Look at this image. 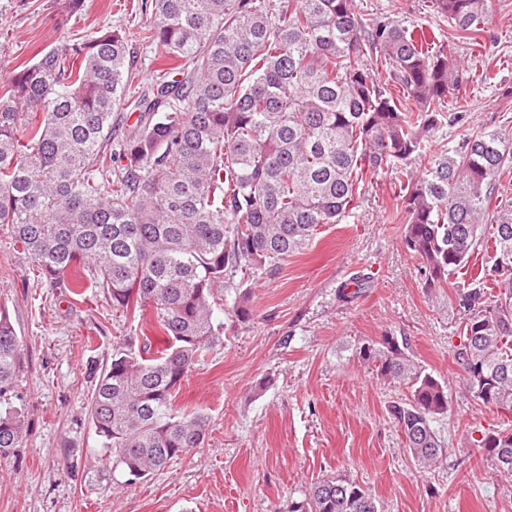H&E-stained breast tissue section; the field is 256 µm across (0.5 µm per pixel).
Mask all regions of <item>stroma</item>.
<instances>
[{
    "label": "stroma",
    "mask_w": 512,
    "mask_h": 512,
    "mask_svg": "<svg viewBox=\"0 0 512 512\" xmlns=\"http://www.w3.org/2000/svg\"><path fill=\"white\" fill-rule=\"evenodd\" d=\"M355 2L363 17L452 39L430 0ZM139 3L86 0L74 12L66 0H0V92L43 50L103 28L121 30L138 48L139 80L150 83L155 64L139 48ZM452 41L462 82L444 109L468 121L441 127L436 145L481 129L512 139V0H492L482 47ZM405 180L395 168L366 174L350 217L322 226L274 276L244 280L252 319L225 321L220 343L176 397L177 406L210 418L203 446L134 485L113 465L87 405L117 342L146 337L160 347L163 334L113 310L103 289L50 287L0 229V306L30 363L14 403L31 424L17 457L0 461V512H288L326 474L368 487L382 512H512V485L472 446L512 425V415L479 406L463 385L454 304L463 278L428 285L403 248L396 195ZM358 276L366 285L343 299V285ZM386 334L406 337L415 363L448 384V412L435 423L446 457L426 472L415 469L387 412L405 387L358 357L361 344Z\"/></svg>",
    "instance_id": "obj_1"
}]
</instances>
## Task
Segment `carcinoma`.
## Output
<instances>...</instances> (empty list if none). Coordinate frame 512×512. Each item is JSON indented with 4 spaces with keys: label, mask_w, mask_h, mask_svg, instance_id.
I'll use <instances>...</instances> for the list:
<instances>
[{
    "label": "carcinoma",
    "mask_w": 512,
    "mask_h": 512,
    "mask_svg": "<svg viewBox=\"0 0 512 512\" xmlns=\"http://www.w3.org/2000/svg\"><path fill=\"white\" fill-rule=\"evenodd\" d=\"M454 36L482 46L490 0H430ZM143 45L168 62L134 99L137 122L116 134L114 113L137 87L135 51L118 30L65 40L22 65L0 94V226L47 283L104 289L112 307L147 318L166 337L154 350L129 337L94 385L89 417L133 484L200 447L210 426L182 412V382L224 334L230 276L271 275L319 228L348 216L364 174L402 168V245L429 284L458 286L456 350L478 405L512 412V213L491 207L512 180V141L467 133L433 155L434 133L465 115L443 112L459 78L447 43L353 0H142ZM384 61L380 85L362 63ZM414 101L415 107L408 106ZM485 264L470 272L479 251ZM250 292L228 314L252 317ZM376 374L405 386L388 413L418 469L446 453L432 426L448 385L425 372L408 343L359 347ZM27 354L0 307V460L28 431L13 394ZM476 447L512 478V429ZM288 512H381L372 492L341 475L313 483Z\"/></svg>",
    "instance_id": "cac0c4a2"
}]
</instances>
